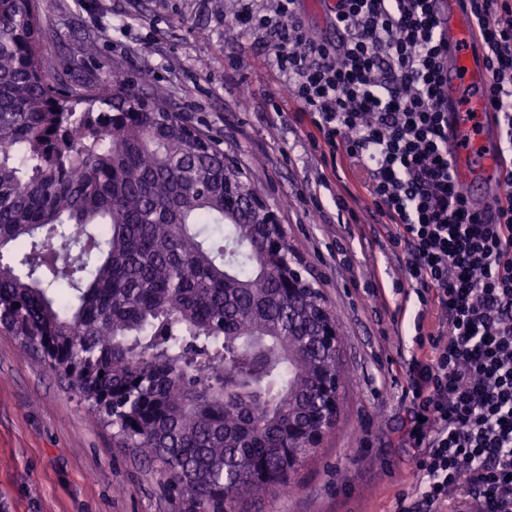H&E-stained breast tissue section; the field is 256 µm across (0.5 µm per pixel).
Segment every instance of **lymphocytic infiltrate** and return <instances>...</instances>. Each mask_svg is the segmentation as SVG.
I'll return each mask as SVG.
<instances>
[{"label": "lymphocytic infiltrate", "instance_id": "lymphocytic-infiltrate-1", "mask_svg": "<svg viewBox=\"0 0 512 512\" xmlns=\"http://www.w3.org/2000/svg\"><path fill=\"white\" fill-rule=\"evenodd\" d=\"M298 2L233 20L262 34L311 145L340 156L388 223L419 303L402 390L417 482L396 512H512V194L486 219L456 180L432 0H335L332 41ZM468 2L511 155L512 0Z\"/></svg>", "mask_w": 512, "mask_h": 512}]
</instances>
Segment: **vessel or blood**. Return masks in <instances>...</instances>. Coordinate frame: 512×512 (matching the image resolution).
Segmentation results:
<instances>
[{"instance_id":"vessel-or-blood-1","label":"vessel or blood","mask_w":512,"mask_h":512,"mask_svg":"<svg viewBox=\"0 0 512 512\" xmlns=\"http://www.w3.org/2000/svg\"><path fill=\"white\" fill-rule=\"evenodd\" d=\"M433 15L448 44L443 85L435 104L448 115V148L455 172L473 207L492 211L511 192L498 164L499 147L490 145L486 124L495 119L486 91L490 76L482 64L472 23L462 0H434Z\"/></svg>"}]
</instances>
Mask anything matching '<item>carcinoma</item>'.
Returning <instances> with one entry per match:
<instances>
[{"instance_id": "1", "label": "carcinoma", "mask_w": 512, "mask_h": 512, "mask_svg": "<svg viewBox=\"0 0 512 512\" xmlns=\"http://www.w3.org/2000/svg\"><path fill=\"white\" fill-rule=\"evenodd\" d=\"M39 0H0V333L65 377L183 512L284 488L344 384L320 293L266 261L259 187L112 79L56 82ZM79 255L66 263L61 251Z\"/></svg>"}]
</instances>
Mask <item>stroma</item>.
Returning a JSON list of instances; mask_svg holds the SVG:
<instances>
[{
    "label": "stroma",
    "instance_id": "1",
    "mask_svg": "<svg viewBox=\"0 0 512 512\" xmlns=\"http://www.w3.org/2000/svg\"><path fill=\"white\" fill-rule=\"evenodd\" d=\"M55 32L49 59L82 60L88 77L120 68L211 136L262 189L298 259L344 332V414L292 480L242 512H393L416 483L404 441L405 364L413 347L394 318L409 283L386 229L364 202L338 212L346 183L314 149L260 33L233 24L237 0H40ZM98 38L85 55L82 37ZM0 512H182L160 465L117 447L112 431L38 355L0 335Z\"/></svg>",
    "mask_w": 512,
    "mask_h": 512
}]
</instances>
